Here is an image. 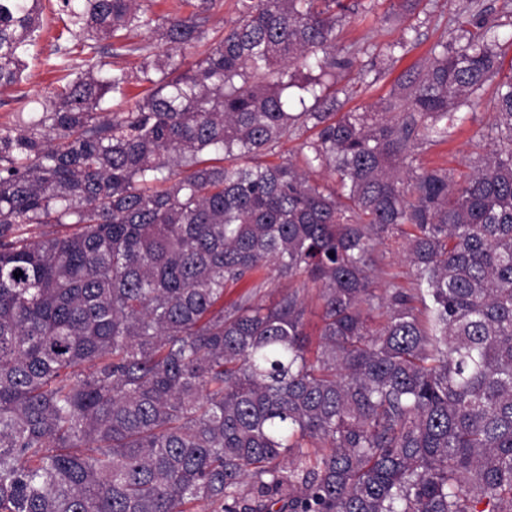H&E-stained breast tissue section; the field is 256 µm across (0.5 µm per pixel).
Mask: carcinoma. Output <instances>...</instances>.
I'll list each match as a JSON object with an SVG mask.
<instances>
[{"mask_svg": "<svg viewBox=\"0 0 512 512\" xmlns=\"http://www.w3.org/2000/svg\"><path fill=\"white\" fill-rule=\"evenodd\" d=\"M149 2L56 0L65 86L0 128V512H512L498 36L441 43L391 99L340 114L323 77L347 65L345 0H241L212 36L221 0L185 17ZM43 11L0 0V87L21 80ZM136 52L137 72L108 69ZM492 81L471 171L414 165ZM109 95L131 107L109 113ZM308 131L305 167L253 163ZM394 233L409 288L375 285ZM270 268L289 285L266 305ZM240 15L238 0H223V6L211 18L208 24L210 32L231 27Z\"/></svg>", "mask_w": 512, "mask_h": 512, "instance_id": "carcinoma-1", "label": "carcinoma"}]
</instances>
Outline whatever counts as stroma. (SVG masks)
Listing matches in <instances>:
<instances>
[{"label":"stroma","mask_w":512,"mask_h":512,"mask_svg":"<svg viewBox=\"0 0 512 512\" xmlns=\"http://www.w3.org/2000/svg\"><path fill=\"white\" fill-rule=\"evenodd\" d=\"M358 13L337 32L336 53L348 58L347 69L339 72L337 109L360 111L388 98L399 79L412 66L425 62L437 43L473 30L472 16L481 12L488 24L497 28L504 41L505 58L512 60V0H421L410 12L393 11L390 0H361ZM44 33L39 57L28 60L22 83L0 89V128L14 127L21 97L41 98L56 92L57 75L44 63L53 49V37L62 30L57 12L45 10ZM495 86L486 84L470 109L467 121L452 129L447 143L423 149V165H441L460 172L484 154L486 144L479 133L491 120ZM403 239L394 235L375 248L379 283L395 282L410 287V267L402 251Z\"/></svg>","instance_id":"1"}]
</instances>
